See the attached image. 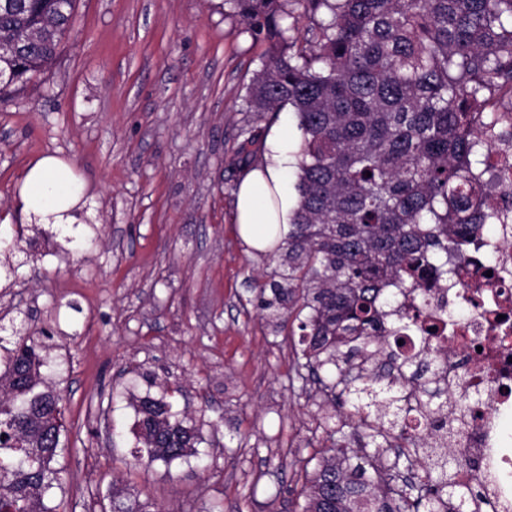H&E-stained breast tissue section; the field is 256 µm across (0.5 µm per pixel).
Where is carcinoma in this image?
<instances>
[{
	"mask_svg": "<svg viewBox=\"0 0 512 512\" xmlns=\"http://www.w3.org/2000/svg\"><path fill=\"white\" fill-rule=\"evenodd\" d=\"M76 0H0V103L50 68L70 31ZM267 60L247 88L258 114L289 106L301 142L288 233L258 303L275 327L298 321V369L333 413L331 445L304 490L302 512H471L479 487L457 472L477 465L468 449L442 453L478 415L469 393L448 422V353L384 346L425 322L430 286L448 279V254L511 207L486 208L475 166L489 160L497 98L512 97V0H225ZM299 5L316 18L315 38L296 45L288 18ZM371 176H366V173ZM410 303L384 336L386 295ZM0 370V512H50L45 496L63 479L57 466L62 398L46 384L47 362L21 337ZM136 465L169 464L195 453L200 436L163 398L135 405ZM395 449L403 464L382 462ZM117 512H163L112 481Z\"/></svg>",
	"mask_w": 512,
	"mask_h": 512,
	"instance_id": "cac0c4a2",
	"label": "carcinoma"
}]
</instances>
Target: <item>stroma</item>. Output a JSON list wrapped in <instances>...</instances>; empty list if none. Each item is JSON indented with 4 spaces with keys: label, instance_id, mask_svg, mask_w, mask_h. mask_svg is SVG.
Returning a JSON list of instances; mask_svg holds the SVG:
<instances>
[{
    "label": "stroma",
    "instance_id": "35a3bbf8",
    "mask_svg": "<svg viewBox=\"0 0 512 512\" xmlns=\"http://www.w3.org/2000/svg\"><path fill=\"white\" fill-rule=\"evenodd\" d=\"M265 51L224 0H76L49 71L0 104V324L54 332L59 512H101L116 478L165 512H302L323 402L295 373L296 325L257 307L275 262L233 224L241 130L298 127L291 108L247 107ZM45 155L83 183L78 223L21 210ZM147 395L185 413L194 455L132 465Z\"/></svg>",
    "mask_w": 512,
    "mask_h": 512
}]
</instances>
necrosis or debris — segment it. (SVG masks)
Here are the masks:
<instances>
[{"label":"necrosis or debris","mask_w":512,"mask_h":512,"mask_svg":"<svg viewBox=\"0 0 512 512\" xmlns=\"http://www.w3.org/2000/svg\"><path fill=\"white\" fill-rule=\"evenodd\" d=\"M492 191L488 204L512 200V141L497 142L492 159ZM497 245L490 253L472 248L469 255L450 256L448 280L434 288L429 311L437 325L435 345L464 355L461 369H449V394H456L460 380L475 382L480 416L471 422L464 445L476 460L491 459L500 476L486 499L474 502L475 512H488L490 503L512 504V434L500 422L512 418V221L497 225ZM489 259L493 278L476 266ZM464 304L457 317L450 306Z\"/></svg>","instance_id":"necrosis-or-debris-1"}]
</instances>
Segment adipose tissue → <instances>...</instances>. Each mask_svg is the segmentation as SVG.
Here are the masks:
<instances>
[{"label":"adipose tissue","instance_id":"adipose-tissue-1","mask_svg":"<svg viewBox=\"0 0 512 512\" xmlns=\"http://www.w3.org/2000/svg\"><path fill=\"white\" fill-rule=\"evenodd\" d=\"M288 134L280 131L266 141L263 159L242 179L237 193L235 222L242 239L253 250L267 251L283 238L296 205L288 188ZM77 179L69 165L48 155L33 161L20 189L28 219L42 224H73L78 201Z\"/></svg>","mask_w":512,"mask_h":512}]
</instances>
